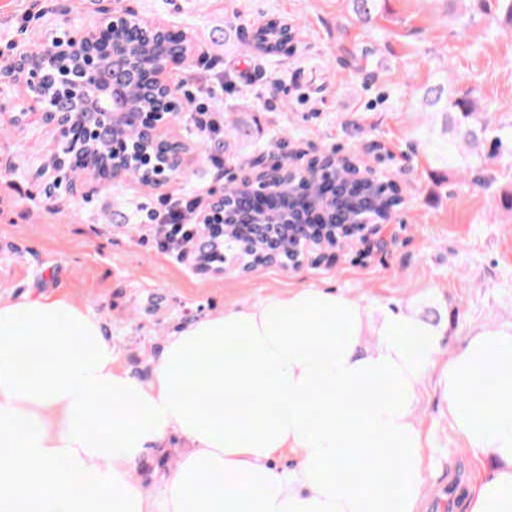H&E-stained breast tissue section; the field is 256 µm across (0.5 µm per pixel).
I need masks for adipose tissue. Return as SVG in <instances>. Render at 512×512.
Masks as SVG:
<instances>
[{"label": "adipose tissue", "instance_id": "adipose-tissue-1", "mask_svg": "<svg viewBox=\"0 0 512 512\" xmlns=\"http://www.w3.org/2000/svg\"><path fill=\"white\" fill-rule=\"evenodd\" d=\"M430 380L482 466L463 512H512V327L448 345L303 285L181 325L143 381L92 308L0 300V512H419ZM172 433L191 447L148 492L141 463Z\"/></svg>", "mask_w": 512, "mask_h": 512}]
</instances>
